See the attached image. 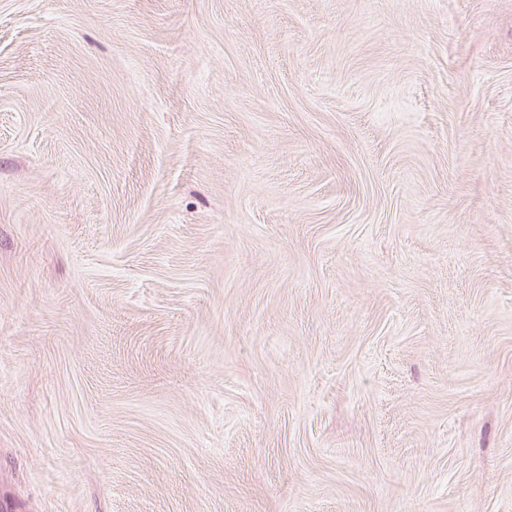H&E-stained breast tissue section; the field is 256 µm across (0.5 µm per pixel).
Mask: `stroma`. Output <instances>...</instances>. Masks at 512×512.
<instances>
[{
	"instance_id": "obj_1",
	"label": "stroma",
	"mask_w": 512,
	"mask_h": 512,
	"mask_svg": "<svg viewBox=\"0 0 512 512\" xmlns=\"http://www.w3.org/2000/svg\"><path fill=\"white\" fill-rule=\"evenodd\" d=\"M0 512H512V0H0Z\"/></svg>"
}]
</instances>
